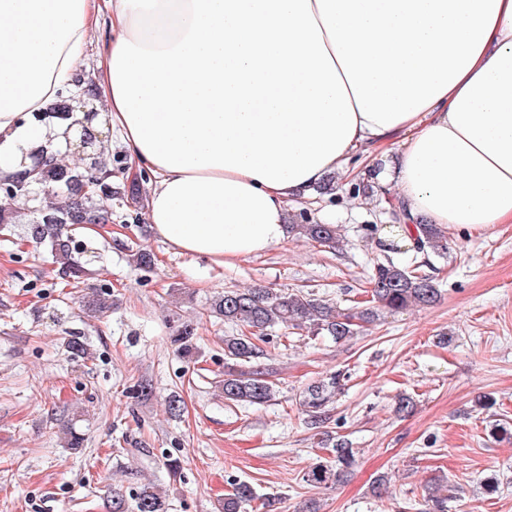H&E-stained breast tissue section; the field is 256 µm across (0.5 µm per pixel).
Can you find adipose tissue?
<instances>
[{
    "label": "adipose tissue",
    "instance_id": "adipose-tissue-1",
    "mask_svg": "<svg viewBox=\"0 0 512 512\" xmlns=\"http://www.w3.org/2000/svg\"><path fill=\"white\" fill-rule=\"evenodd\" d=\"M95 136L154 181L153 232L219 262L287 234L352 155L399 226L512 223V0H0V172L60 153L22 118L74 88L101 24Z\"/></svg>",
    "mask_w": 512,
    "mask_h": 512
}]
</instances>
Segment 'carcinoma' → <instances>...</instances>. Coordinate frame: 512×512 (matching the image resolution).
Instances as JSON below:
<instances>
[{
	"instance_id": "1",
	"label": "carcinoma",
	"mask_w": 512,
	"mask_h": 512,
	"mask_svg": "<svg viewBox=\"0 0 512 512\" xmlns=\"http://www.w3.org/2000/svg\"><path fill=\"white\" fill-rule=\"evenodd\" d=\"M73 100H60L51 108L48 117L71 127ZM33 165L0 177V195L7 200L30 199L37 191L48 188L52 193L49 204L33 211L30 235L35 242L50 247L59 272L76 284L84 282L86 268L76 258L78 245L70 227L106 225L112 223V209L102 201L112 198V172L104 171L94 160L69 166L46 156L44 151L30 153ZM412 247L418 253H432L438 257L448 254V240L444 231L434 224L415 225ZM288 233L314 242L334 245L338 242V226L312 223L288 225ZM129 262L138 268L155 265L153 253L139 248L130 251ZM372 306L357 312H342L336 306L300 291L272 292L255 287L224 291L213 298L207 315L227 323L246 326L244 332L224 337V380L221 391L224 400L249 406H261L275 398V386L259 372H249L243 366L258 354L256 341L264 339V332L275 328L307 329L313 335L329 336L336 341L357 333L360 325L371 323L381 309L401 312L411 307L430 306L439 296L435 279L419 274L414 269L392 261L374 266L370 280ZM110 294L100 288L90 289L86 307L92 313H106L112 309ZM179 353L191 358L196 352L195 328L186 324L173 338ZM343 374L336 372L311 383L305 390L303 405L310 425L320 428L327 423L328 406L342 387ZM334 464H316L305 473V482L327 486L337 481L355 464V449L348 441L338 439L332 445ZM454 488L440 480L428 488L425 503L428 512H449L448 503L454 499ZM257 499L253 486L245 481L231 484L224 493L221 512H242V508ZM111 512H167L166 495L157 485H141L131 498L119 490H112Z\"/></svg>"
}]
</instances>
